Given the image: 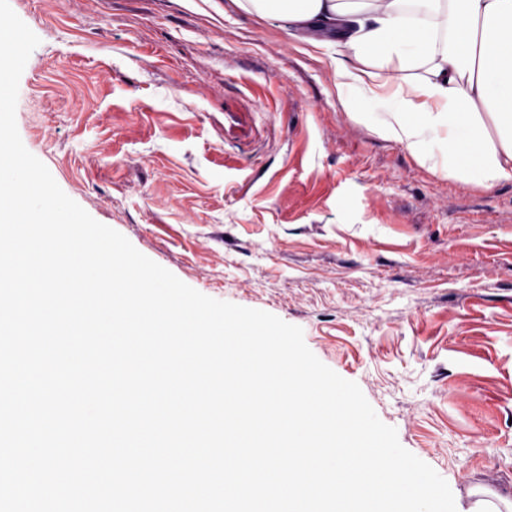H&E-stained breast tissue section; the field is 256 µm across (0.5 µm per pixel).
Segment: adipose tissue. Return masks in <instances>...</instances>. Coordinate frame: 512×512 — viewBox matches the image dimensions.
Returning <instances> with one entry per match:
<instances>
[{
  "label": "adipose tissue",
  "mask_w": 512,
  "mask_h": 512,
  "mask_svg": "<svg viewBox=\"0 0 512 512\" xmlns=\"http://www.w3.org/2000/svg\"><path fill=\"white\" fill-rule=\"evenodd\" d=\"M248 12L341 47L339 100L360 121L463 182L512 180V0H245ZM424 73L407 88L378 70L389 60ZM499 126L489 137L477 104Z\"/></svg>",
  "instance_id": "obj_1"
}]
</instances>
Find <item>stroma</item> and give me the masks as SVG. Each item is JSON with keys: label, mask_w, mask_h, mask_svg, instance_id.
Here are the masks:
<instances>
[{"label": "stroma", "mask_w": 512, "mask_h": 512, "mask_svg": "<svg viewBox=\"0 0 512 512\" xmlns=\"http://www.w3.org/2000/svg\"><path fill=\"white\" fill-rule=\"evenodd\" d=\"M19 130L63 192L211 298L299 326L458 512H512V180L356 118L331 55L235 0H9Z\"/></svg>", "instance_id": "obj_1"}]
</instances>
